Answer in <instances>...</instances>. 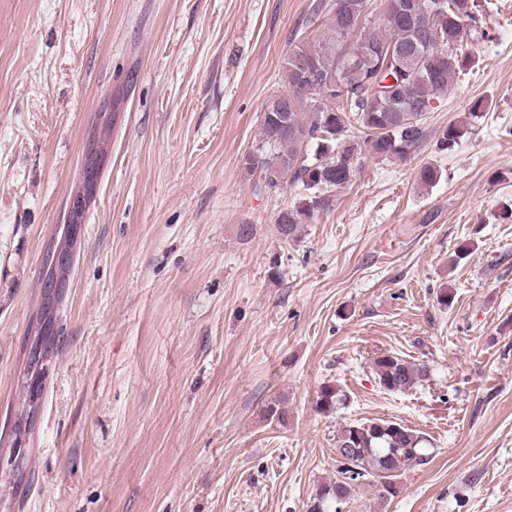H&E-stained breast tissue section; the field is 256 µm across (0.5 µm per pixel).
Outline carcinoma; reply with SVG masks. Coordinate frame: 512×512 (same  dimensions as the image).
I'll list each match as a JSON object with an SVG mask.
<instances>
[{
  "instance_id": "carcinoma-1",
  "label": "carcinoma",
  "mask_w": 512,
  "mask_h": 512,
  "mask_svg": "<svg viewBox=\"0 0 512 512\" xmlns=\"http://www.w3.org/2000/svg\"><path fill=\"white\" fill-rule=\"evenodd\" d=\"M382 2V24L370 31V0H332L325 35L289 50L281 72L287 90L266 104L258 146L245 156L247 173L264 175L266 187L278 188L287 179L306 192L275 219L287 242L298 237L302 225L331 210L332 192L355 181L365 156L410 159L427 139L423 115L471 63L467 41L479 0ZM361 28L365 32L351 39ZM430 39L437 46L423 49ZM399 46L406 54L397 66L389 49ZM462 137L461 127L443 128L436 151L453 150ZM373 365L379 385L390 392L428 377L427 366L390 352L376 355ZM344 399L339 387L326 385L317 406L329 410ZM426 444L423 434L392 420L343 426L336 437V479L317 490L308 512H340L359 481L382 499L394 496L406 471L427 464ZM32 452L28 445L8 446V455L22 459L23 470L0 476L19 497L31 486Z\"/></svg>"
}]
</instances>
